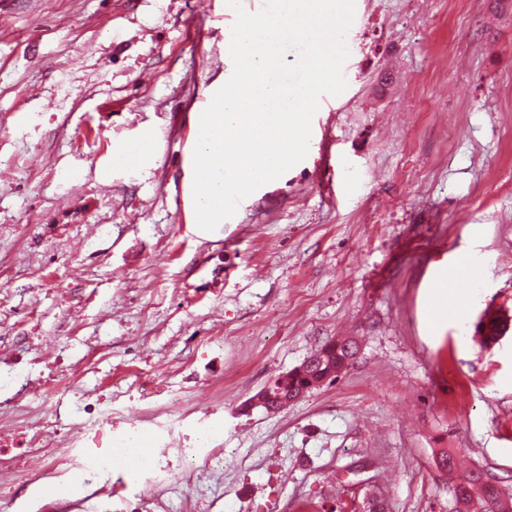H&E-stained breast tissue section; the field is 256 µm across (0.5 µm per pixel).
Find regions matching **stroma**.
Instances as JSON below:
<instances>
[{
  "mask_svg": "<svg viewBox=\"0 0 512 512\" xmlns=\"http://www.w3.org/2000/svg\"><path fill=\"white\" fill-rule=\"evenodd\" d=\"M354 2L306 157L204 231L225 0H0L1 430L52 445L100 398L113 447L150 438L169 473L223 449L168 512H453L441 448L512 493V329L476 331L512 325V0ZM342 337L336 382L245 410Z\"/></svg>",
  "mask_w": 512,
  "mask_h": 512,
  "instance_id": "obj_1",
  "label": "stroma"
}]
</instances>
